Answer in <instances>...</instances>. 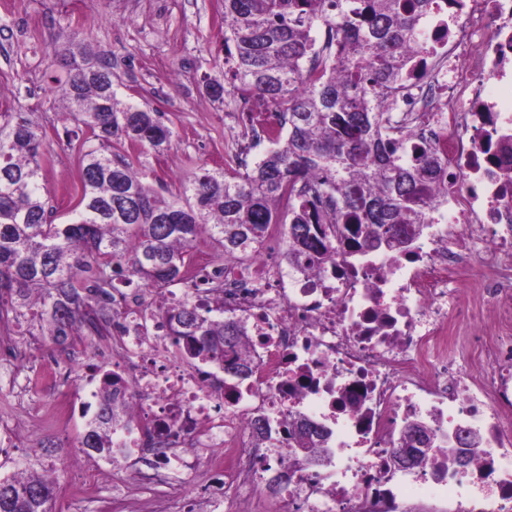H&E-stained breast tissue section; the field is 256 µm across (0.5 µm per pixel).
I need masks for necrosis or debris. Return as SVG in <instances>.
I'll return each instance as SVG.
<instances>
[{
    "label": "necrosis or debris",
    "mask_w": 512,
    "mask_h": 512,
    "mask_svg": "<svg viewBox=\"0 0 512 512\" xmlns=\"http://www.w3.org/2000/svg\"><path fill=\"white\" fill-rule=\"evenodd\" d=\"M425 32L396 112L442 158L447 198L394 248L340 224L334 251L299 268L275 231L249 269L187 260L183 288L155 292L216 299L244 325L240 374L184 358L144 291L116 290L128 413L91 480L139 455L159 480L209 463L216 502L263 497L272 472L288 512H512V0H435ZM489 311L480 340L461 336ZM301 427L319 456L292 442Z\"/></svg>",
    "instance_id": "necrosis-or-debris-1"
}]
</instances>
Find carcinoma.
<instances>
[{"mask_svg":"<svg viewBox=\"0 0 512 512\" xmlns=\"http://www.w3.org/2000/svg\"><path fill=\"white\" fill-rule=\"evenodd\" d=\"M434 0H223L229 69L206 82L220 100L237 96L259 112H279L285 133L253 164L231 173L202 170L165 196L112 141L159 151L171 145L162 116L121 98L112 66L83 43L64 55L59 98L81 141L79 209L67 224L47 220L43 135L27 112L0 113V324L29 317L64 343L76 327L112 321L121 283L172 285L194 243L207 234L224 255L253 257L270 225L301 266L334 248L330 224L365 225L367 236L403 243L400 226L426 223L421 192L438 184L441 158L409 157L389 107L409 65L407 48L425 46ZM176 345L203 361L228 362L245 329L220 305L167 309ZM101 375L81 447L111 452L112 427L126 406ZM54 485L30 475L0 476V512H51Z\"/></svg>","mask_w":512,"mask_h":512,"instance_id":"1","label":"carcinoma"}]
</instances>
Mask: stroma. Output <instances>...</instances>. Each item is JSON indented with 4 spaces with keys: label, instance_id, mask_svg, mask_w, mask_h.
<instances>
[{
    "label": "stroma",
    "instance_id": "1",
    "mask_svg": "<svg viewBox=\"0 0 512 512\" xmlns=\"http://www.w3.org/2000/svg\"><path fill=\"white\" fill-rule=\"evenodd\" d=\"M223 11L222 0H0V112L34 113L41 127L43 182L55 223L68 222L81 199L82 149L66 137L70 122L56 88L67 70L49 50L62 52L85 39L111 62L119 96L163 113L174 133L171 147L158 152L146 146L135 155L154 187L174 194L187 176L223 167L228 145L237 140L226 116L239 111L240 100L214 101L205 88L214 58L226 51ZM15 334L0 344V368L32 376L50 363L56 377L25 391L0 377V472L27 462L30 471L53 478L52 512H98L112 483L83 492L85 470L71 464L82 454L80 422L58 421L53 406L66 394L89 399L84 367L109 331L82 327V340L73 345L54 344L36 321L22 322ZM209 477L202 465L180 483L155 481L141 457L118 475L128 486L130 512H201Z\"/></svg>",
    "mask_w": 512,
    "mask_h": 512
}]
</instances>
